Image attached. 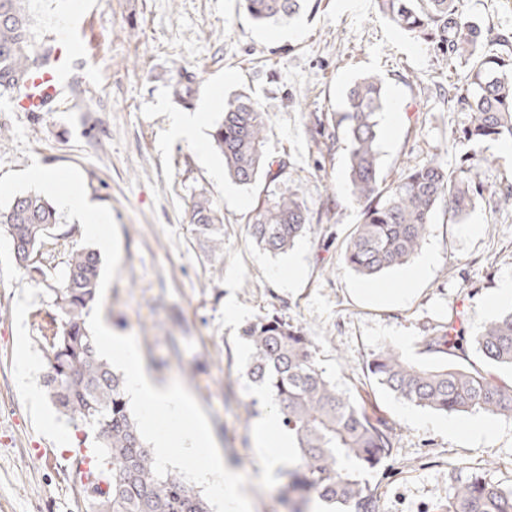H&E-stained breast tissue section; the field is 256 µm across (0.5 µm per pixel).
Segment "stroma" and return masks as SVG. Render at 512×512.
<instances>
[{
	"instance_id": "stroma-1",
	"label": "stroma",
	"mask_w": 512,
	"mask_h": 512,
	"mask_svg": "<svg viewBox=\"0 0 512 512\" xmlns=\"http://www.w3.org/2000/svg\"><path fill=\"white\" fill-rule=\"evenodd\" d=\"M34 0L36 42L83 28L90 82L77 85L50 112L15 111L0 94V176L39 162L73 165L86 192L108 206L118 226L121 262L103 304V320L136 335L146 372L160 384L180 380L198 400L226 468L247 476L253 512H276L287 467L264 468L257 426L270 398L246 376L250 348L243 327L276 315L300 325L315 357L338 389L397 434L389 459L367 480L376 512H437L460 467L485 469L512 486V420L488 436L439 429L440 413L404 403L377 386L367 363L391 346L407 360L429 362L424 336L455 321L480 333L500 306L490 305L512 280V143L475 145L493 162L481 166V189L468 218L455 223L437 209L421 246L434 262L420 278L404 268L366 280L345 269V239L360 220L347 193V151L331 144L345 93L361 77L383 78L387 112L380 124V169L390 180L431 154L447 152L456 167V139L473 116L449 100L467 70L444 66L432 47L384 17L376 0H308L297 19L256 26L241 0ZM483 29L512 40V0H464ZM187 88L189 101L173 98ZM248 92L270 114L267 150L288 161V184L299 190L312 229L274 256L250 235L256 191L224 175L209 133L224 101ZM200 113L193 140L171 137L174 112ZM26 131L20 151L14 125ZM207 192L224 217V245L196 237L195 195ZM57 253L47 278H33L14 259L0 225V512H86L67 442L73 427L42 386V325L53 310L52 286L64 278ZM296 263L292 279L281 275ZM396 288L398 302L376 301L365 288ZM32 365L20 374L22 359ZM45 448L50 459L37 456Z\"/></svg>"
}]
</instances>
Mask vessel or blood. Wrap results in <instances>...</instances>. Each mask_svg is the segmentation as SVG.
I'll use <instances>...</instances> for the list:
<instances>
[{"mask_svg": "<svg viewBox=\"0 0 512 512\" xmlns=\"http://www.w3.org/2000/svg\"><path fill=\"white\" fill-rule=\"evenodd\" d=\"M84 60L73 38H54L47 63L32 72L28 82L15 90V110L36 113L52 109L71 89L75 72Z\"/></svg>", "mask_w": 512, "mask_h": 512, "instance_id": "obj_1", "label": "vessel or blood"}]
</instances>
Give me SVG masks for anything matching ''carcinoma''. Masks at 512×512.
Listing matches in <instances>:
<instances>
[{
	"mask_svg": "<svg viewBox=\"0 0 512 512\" xmlns=\"http://www.w3.org/2000/svg\"><path fill=\"white\" fill-rule=\"evenodd\" d=\"M258 24L290 19L305 0H242ZM379 9L414 38L443 50L442 62L468 66L466 83L451 87L453 97L474 120L463 132L467 142L512 140V57L489 53V34L469 20L463 0H379ZM35 19L31 0H0V92L21 86L38 67L32 49ZM385 105L383 81L367 75L347 93L344 121L336 122L331 139L349 141L348 190L360 207L343 255V265L370 279L396 269L426 239L437 206L462 219L480 194L473 177L476 158L464 153L460 166L448 170L438 154L385 182L379 172V123ZM269 112L246 94L224 101L222 118L210 133V145L224 160L235 183L264 181V197L252 211L250 233L268 252L287 251L310 228L300 194L286 188L288 162L266 150ZM196 234L216 237L223 224L209 195L199 193L191 206ZM14 258L28 274L46 276L58 240L61 214L45 196L26 192L0 209ZM67 275L51 288L54 312L41 335L45 353L43 386L58 413L92 445L95 458L76 457L72 465L90 466L82 486L90 512H210L207 501L178 471L158 478L153 452L136 426L124 391L123 377L100 358L86 327L97 300L100 257L89 247L68 252ZM250 346L246 375L268 392L293 441L288 459L289 483L283 501L289 512H304L311 496L337 504L341 512H374L375 491L364 474L391 457L396 433L373 419L356 398L324 376L303 329L274 316L260 317L242 330ZM465 337L456 323L435 327L423 338L425 353L437 365L406 360L395 349L372 355L368 371L395 397L445 414L478 411L492 419L512 418V379L458 362L466 355ZM487 367L512 370V310L484 325L475 339ZM441 512H512V489L487 480L479 468L462 467L448 504Z\"/></svg>",
	"mask_w": 512,
	"mask_h": 512,
	"instance_id": "obj_1",
	"label": "carcinoma"
}]
</instances>
